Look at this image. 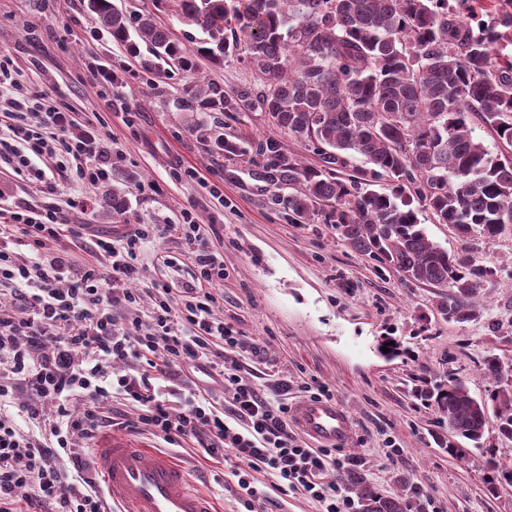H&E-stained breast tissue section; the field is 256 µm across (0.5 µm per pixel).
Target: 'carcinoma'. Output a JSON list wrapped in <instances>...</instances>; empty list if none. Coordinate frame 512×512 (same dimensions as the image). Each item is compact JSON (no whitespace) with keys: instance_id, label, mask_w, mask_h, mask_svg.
Wrapping results in <instances>:
<instances>
[{"instance_id":"1","label":"carcinoma","mask_w":512,"mask_h":512,"mask_svg":"<svg viewBox=\"0 0 512 512\" xmlns=\"http://www.w3.org/2000/svg\"><path fill=\"white\" fill-rule=\"evenodd\" d=\"M465 2L177 0L181 17L207 35L211 58L243 50L265 77L230 95L193 80L180 110L260 112L298 144L315 145L323 156L318 168L276 141L256 146L263 166L288 187L277 204L302 219L329 207L325 218L348 245L407 281L437 288V312L459 324L481 317L478 296L496 270L471 251L450 254L433 243L412 204L467 241L495 237L512 224V153L494 154L475 135L480 124L512 146V55L500 54L512 13L478 20ZM86 9L129 53L146 45L153 57L147 73L163 63L195 72L194 52L152 13L127 15L112 0H87ZM189 131L227 158L246 154L201 122ZM356 154L367 166L338 177ZM383 179L387 191L373 189ZM100 208L121 215L127 202L114 192ZM481 370L494 389L480 400L451 372L414 390L448 427L442 447L456 459L481 447L492 414L498 434L512 440V363L492 354ZM344 479L359 512H407L402 495L382 494L357 473Z\"/></svg>"}]
</instances>
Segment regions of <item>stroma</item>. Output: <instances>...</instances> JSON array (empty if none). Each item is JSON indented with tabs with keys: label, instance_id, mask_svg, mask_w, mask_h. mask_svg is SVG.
Instances as JSON below:
<instances>
[{
	"label": "stroma",
	"instance_id": "stroma-1",
	"mask_svg": "<svg viewBox=\"0 0 512 512\" xmlns=\"http://www.w3.org/2000/svg\"><path fill=\"white\" fill-rule=\"evenodd\" d=\"M112 2L128 13L152 12L175 39L196 50V74L170 65L148 86L139 74L149 50L129 54L95 27L83 0H0V52L16 60L25 86L46 93L78 124L88 125L99 149L111 155V178L125 193L124 215L102 213L95 200H82L81 188L57 159H43L40 166L56 193L77 202L67 212L68 222L105 234L127 224H178L183 211H191L206 227L209 250L224 260V300L216 318L261 350L257 357L236 355L246 382L273 397L276 381L288 380L292 402L302 399L303 383L329 388L355 428L338 456L359 459V472L385 494L400 492L405 482L413 485L412 512L428 504L436 512H512V487L491 490L496 475L486 467L491 454L512 464V441L490 429L485 447L453 459L440 444L447 427L413 395L415 384L454 372L476 397H487L492 383L480 371L482 360L491 354L512 360V227L476 243L477 257L496 270L482 292L481 318L445 321L435 310L433 287L406 281L352 249L323 216L299 219L277 205L278 180L260 159L225 158L187 131L173 102L191 78L228 93L261 83L245 52L220 61L199 54L206 36L180 20L173 0ZM226 134L253 145L275 140L306 165L322 163L314 147L297 144L258 112L230 123ZM180 163L196 167L201 181L177 179L173 169ZM46 201L24 176L0 172L1 215L19 206L37 210ZM183 251L174 236L149 244L141 255L140 287L190 282L195 268ZM164 254L174 265L161 262ZM387 336L400 346L392 359L378 350ZM131 438L165 448L151 436ZM390 439L402 450L399 460L385 455ZM168 451L219 512H244L228 467L201 462L191 448Z\"/></svg>",
	"mask_w": 512,
	"mask_h": 512
}]
</instances>
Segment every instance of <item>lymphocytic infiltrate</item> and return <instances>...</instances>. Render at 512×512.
Returning a JSON list of instances; mask_svg holds the SVG:
<instances>
[{
  "label": "lymphocytic infiltrate",
  "mask_w": 512,
  "mask_h": 512,
  "mask_svg": "<svg viewBox=\"0 0 512 512\" xmlns=\"http://www.w3.org/2000/svg\"><path fill=\"white\" fill-rule=\"evenodd\" d=\"M13 58L0 53V86L13 87L9 107L0 109V163L26 174L36 187L46 182L36 166L41 157L71 164L84 190L109 179L112 167L96 158L92 142L71 134V113L44 93L18 82ZM42 114L27 119L30 107ZM70 226L64 209L50 203L33 211H12L0 224V293L28 285L19 316L0 308V512H108L91 477L92 461L80 453L103 426L102 404L128 408L122 425L150 433L171 445L191 442L213 461H230L247 512H273L280 494L298 492L321 512H354L341 481L352 459L332 449L310 447L289 425L287 381L273 400L237 374L235 353L243 336L214 320L212 311L224 281V263L207 250L202 227L193 218L181 224H129L117 236H97L106 267L73 269L68 242L85 234ZM174 234L196 268L192 283L174 289L153 283L150 323L118 320L114 311L139 304L129 284L142 276L140 256L156 237ZM36 247L58 242L56 254L18 262L10 239ZM69 287H60L62 274ZM207 370L222 383L221 401L198 393L191 369ZM28 399L15 405L19 391ZM39 428L28 436L22 424ZM266 476L268 490L256 486Z\"/></svg>",
  "instance_id": "1"
}]
</instances>
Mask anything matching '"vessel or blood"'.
Listing matches in <instances>:
<instances>
[{
    "instance_id": "b4317fda",
    "label": "vessel or blood",
    "mask_w": 512,
    "mask_h": 512,
    "mask_svg": "<svg viewBox=\"0 0 512 512\" xmlns=\"http://www.w3.org/2000/svg\"><path fill=\"white\" fill-rule=\"evenodd\" d=\"M289 421L326 447H342L354 432L348 411L331 400L295 402ZM105 488L122 512H215L212 499L197 489L186 470L168 455L105 438L95 450Z\"/></svg>"
}]
</instances>
